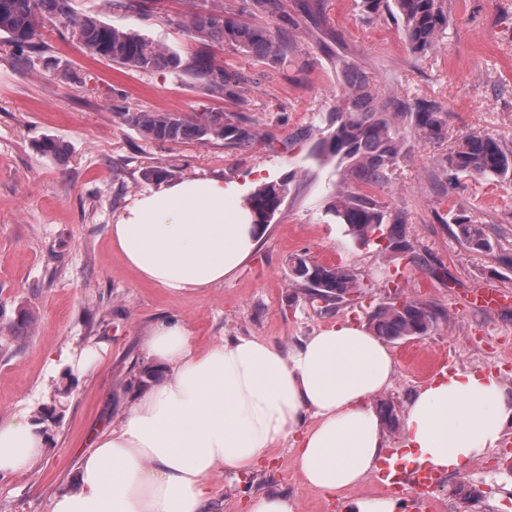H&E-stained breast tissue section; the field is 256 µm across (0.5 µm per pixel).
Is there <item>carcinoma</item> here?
Masks as SVG:
<instances>
[{
	"instance_id": "1",
	"label": "carcinoma",
	"mask_w": 512,
	"mask_h": 512,
	"mask_svg": "<svg viewBox=\"0 0 512 512\" xmlns=\"http://www.w3.org/2000/svg\"><path fill=\"white\" fill-rule=\"evenodd\" d=\"M394 6L402 24L408 50L416 55L430 53L441 33L448 28V8L445 0H360L362 12L375 16ZM47 18L60 20L77 31L85 49L96 56L143 72L165 69L179 76L188 73L202 81L214 95L230 100L241 97L244 76L215 63L202 51L192 62L183 65L180 55L141 35L103 22L91 13L78 14L72 0H0V33L8 35L15 54L31 62L39 50L38 40ZM188 30L200 41H224L236 45L252 56L267 61L287 57L288 43L280 33L262 26L251 25L224 13L209 12L191 16ZM344 91L336 105V117L328 119V133L315 145L316 154L336 157L348 163L351 175L369 184L381 180L386 171L402 155L399 124L406 121L419 138L439 141L447 134V113L434 101L415 103L407 111L403 103L377 102L367 73L352 66L342 68ZM115 115L121 122L135 128L143 137L161 142L220 139L225 144L244 147L257 137L248 121H224V114L198 112H160L121 107ZM443 177L448 173L463 174L474 180L512 183V150L488 134H471L439 159ZM287 193V183H264L246 198L253 223L266 227L280 210ZM336 221L345 226L353 242L367 245L374 236L387 241L386 248L404 258L414 253L406 238L403 222L396 218L387 224V214L368 196L342 195L330 207ZM455 236L468 248L492 253L495 244L481 224L465 217L454 219ZM293 272L308 284L310 295L326 303H338L358 293L361 285L356 275L340 265H323L303 257L295 258ZM438 319L429 305L404 300L397 305L389 302L376 308L370 316L375 335L386 340H401L406 336H426Z\"/></svg>"
}]
</instances>
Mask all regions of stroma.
<instances>
[{"instance_id":"35a3bbf8","label":"stroma","mask_w":512,"mask_h":512,"mask_svg":"<svg viewBox=\"0 0 512 512\" xmlns=\"http://www.w3.org/2000/svg\"><path fill=\"white\" fill-rule=\"evenodd\" d=\"M446 2V34L432 53L417 56L406 47L400 21L386 12L366 17L360 0H318L311 15L300 0H282L274 15L254 10L251 0H163L148 12L72 0L77 13L132 30L184 61L208 49L243 74L237 101L186 76L91 56L55 21L45 22L44 49L28 64L0 35V417H27L47 438L43 460L0 476V512H48L50 497L75 485L90 436L138 400L142 374L152 367L143 339L169 317L181 320L201 348L254 336L288 349L335 323L368 327L375 309L390 300L382 281L398 272L403 296L429 303L440 317L427 336L389 345L397 372L380 396L398 418L385 430L389 449L401 439L408 402L429 380L428 366L447 361L461 372L494 375L512 395V268L501 262L512 257V185L462 176L444 191L434 179L438 158L463 136L486 133L512 148V0ZM216 6L282 32L293 43L288 59L273 65L226 42L201 46L185 22ZM343 60L368 72L379 100L440 104L447 137L424 142L402 124V155L375 185L348 177L338 159L316 156L324 118L343 92ZM116 105L243 116L258 136L246 147L152 141L113 116ZM47 139L64 143L66 155H43L39 146ZM210 177L246 193L285 179L289 192L255 251L223 282L184 293L141 280L113 249L112 224L144 193ZM340 193L370 195L388 217H401L413 260L376 244L354 245L328 211ZM458 215L483 225L494 253L471 251L456 238ZM297 256L351 269L360 294L325 308L293 275ZM489 290L501 294L498 307H475V295ZM92 342L106 343L108 354L89 375L71 374L62 353H80ZM508 448L512 425L498 448L463 473L440 474L434 502L405 488L400 512H464L452 494L460 485L490 512H512ZM291 459L284 445L255 470L215 471L209 512H247L251 496L268 492L295 499L299 512H347L352 500L387 495L370 478L327 495L306 484Z\"/></svg>"}]
</instances>
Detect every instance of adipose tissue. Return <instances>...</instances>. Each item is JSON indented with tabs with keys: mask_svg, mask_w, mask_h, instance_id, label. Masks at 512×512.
Returning a JSON list of instances; mask_svg holds the SVG:
<instances>
[{
	"mask_svg": "<svg viewBox=\"0 0 512 512\" xmlns=\"http://www.w3.org/2000/svg\"><path fill=\"white\" fill-rule=\"evenodd\" d=\"M242 193L216 179H188L141 195L112 225V245L138 276L196 292L236 271L259 243ZM145 352L164 375L79 461L71 490L49 512H208L216 470L250 471L291 444L305 482L326 493L357 486L384 458L371 401L396 364L365 329L338 323L281 346L234 336L198 349L180 321L158 323ZM512 423V396L491 376L456 373L409 402L401 458L464 471L497 447ZM46 436L27 418H0V474L29 469Z\"/></svg>",
	"mask_w": 512,
	"mask_h": 512,
	"instance_id": "adipose-tissue-1",
	"label": "adipose tissue"
}]
</instances>
